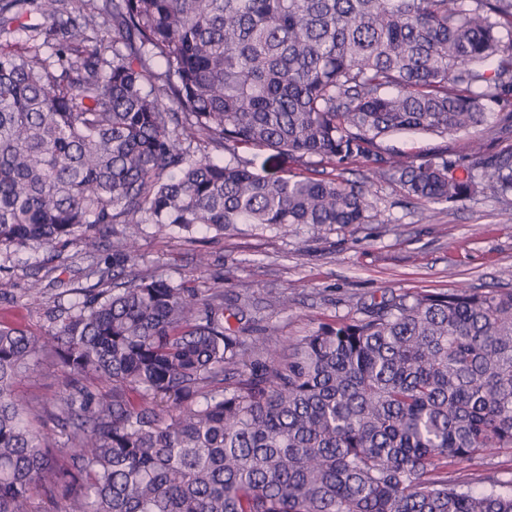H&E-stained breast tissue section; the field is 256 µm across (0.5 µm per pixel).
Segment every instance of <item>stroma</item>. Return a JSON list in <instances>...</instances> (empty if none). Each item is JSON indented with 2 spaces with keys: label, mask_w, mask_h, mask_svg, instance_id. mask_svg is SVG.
I'll list each match as a JSON object with an SVG mask.
<instances>
[{
  "label": "stroma",
  "mask_w": 512,
  "mask_h": 512,
  "mask_svg": "<svg viewBox=\"0 0 512 512\" xmlns=\"http://www.w3.org/2000/svg\"><path fill=\"white\" fill-rule=\"evenodd\" d=\"M482 137L479 129L448 139L399 132L384 138L381 148L383 154L415 160L444 150L457 156ZM372 167L361 158L342 173L343 179L366 182L371 223L337 225L318 237L303 225L283 232L240 224L221 236L200 232L190 239L146 224L132 271L163 275L202 292L223 280L227 297L250 303L247 337L269 332L280 341L297 340L324 322L359 319L364 308L393 294L512 289V207L487 194L453 203L410 202L396 183H370ZM202 253L209 257L205 268L198 265ZM1 262L14 272L0 285V323L21 324L35 333L47 328L48 311L68 303L69 289L90 285L87 262L74 246L55 257L42 250L0 251ZM45 262L66 286H48L42 297L31 298L28 281ZM61 390L60 368L49 359L40 375L17 385L20 398L48 403ZM448 477L478 489L491 477L512 483V452L450 467Z\"/></svg>",
  "instance_id": "35a3bbf8"
}]
</instances>
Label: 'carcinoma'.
Wrapping results in <instances>:
<instances>
[{
	"label": "carcinoma",
	"instance_id": "carcinoma-1",
	"mask_svg": "<svg viewBox=\"0 0 512 512\" xmlns=\"http://www.w3.org/2000/svg\"><path fill=\"white\" fill-rule=\"evenodd\" d=\"M91 2L0 0V32L31 41L0 48V250L82 244L96 279L41 334L0 324V512H512L496 480H448L512 450L511 289L392 295L278 346L241 335L222 281L202 297L126 274L147 221L369 220L363 187L266 179L241 147L372 156L409 198L511 206V151L374 149L401 131L512 135V112L487 115L512 106V0ZM45 355L64 391L20 400Z\"/></svg>",
	"mask_w": 512,
	"mask_h": 512
}]
</instances>
